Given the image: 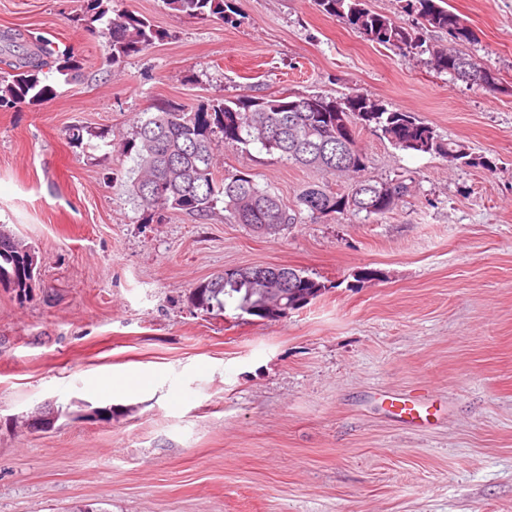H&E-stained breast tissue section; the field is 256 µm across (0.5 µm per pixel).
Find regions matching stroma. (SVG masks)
I'll list each match as a JSON object with an SVG mask.
<instances>
[{
	"label": "stroma",
	"mask_w": 512,
	"mask_h": 512,
	"mask_svg": "<svg viewBox=\"0 0 512 512\" xmlns=\"http://www.w3.org/2000/svg\"><path fill=\"white\" fill-rule=\"evenodd\" d=\"M448 2L498 92L314 0H224L222 21L114 0L164 33L117 64L78 23L82 0H0V33L84 64L72 84L43 71L52 99L0 107V227L38 266L26 291L0 283V512H512V0ZM271 92L367 95L494 168L363 128L367 176L412 180L387 217L303 214L264 236L220 206L143 211L125 151L142 113ZM214 155L291 208L318 179L257 145ZM256 265L327 290L274 320L193 306L203 279ZM364 269L379 278L356 284ZM131 372L146 388L112 395ZM392 394L441 416L403 426Z\"/></svg>",
	"instance_id": "stroma-1"
}]
</instances>
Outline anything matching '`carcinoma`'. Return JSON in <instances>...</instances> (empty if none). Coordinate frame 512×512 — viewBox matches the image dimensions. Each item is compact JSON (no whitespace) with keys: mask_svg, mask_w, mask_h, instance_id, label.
I'll return each instance as SVG.
<instances>
[{"mask_svg":"<svg viewBox=\"0 0 512 512\" xmlns=\"http://www.w3.org/2000/svg\"><path fill=\"white\" fill-rule=\"evenodd\" d=\"M177 13L199 19H224V0H164ZM319 10L337 16L383 46L417 49L423 47L411 28L396 24L384 14L367 7L366 0H315ZM403 9L414 14L421 24L448 35L451 42L465 45L475 40L471 28L461 16L449 9L447 0H400ZM82 20L92 24L102 20L108 6L104 0H83ZM112 63L138 53L161 40L164 33L148 19L128 13L110 20L101 30ZM425 48V47H423ZM435 68L462 81L483 79L485 89L500 90L499 78L490 68L479 72L481 64L469 54L438 45L425 48ZM8 70L0 72V106L24 101L37 104L55 95L53 87L39 77L43 67L55 70L67 82L83 77L82 64L71 54H55L49 45L35 52L4 61ZM300 105L289 107L290 100L276 94L226 100L211 106H158L156 112L136 122V130L126 150L134 153L135 177L131 193L143 209L154 214L179 211L205 217L218 202L236 224H246L260 234L264 225L280 229L295 223L297 213L305 210L313 219L339 216L382 218L393 212L398 201L409 195L410 184L403 175L376 180L362 176L367 156L359 148L356 130L373 127L392 144L418 153L438 154L456 164L492 168L489 160L478 161L470 148L445 142L433 127L417 120L409 112L391 110L377 100L352 93L343 97L319 94L299 95ZM226 144H259L268 153H276L290 164L319 174H348L352 183L344 192H333L321 182H313L297 198V208L289 209L269 190L260 187L254 177L235 173L218 177L214 166L216 137ZM190 167L194 179L180 180L174 170ZM273 270L285 280L261 285L251 280L255 268L245 267L211 276L193 289L195 306L205 311H224L229 300L236 309L260 319L272 317L276 302L293 305L311 292L326 288L321 281H307L308 274L288 266ZM34 254L20 240L0 231V280L26 289L35 278Z\"/></svg>","mask_w":512,"mask_h":512,"instance_id":"carcinoma-1","label":"carcinoma"}]
</instances>
